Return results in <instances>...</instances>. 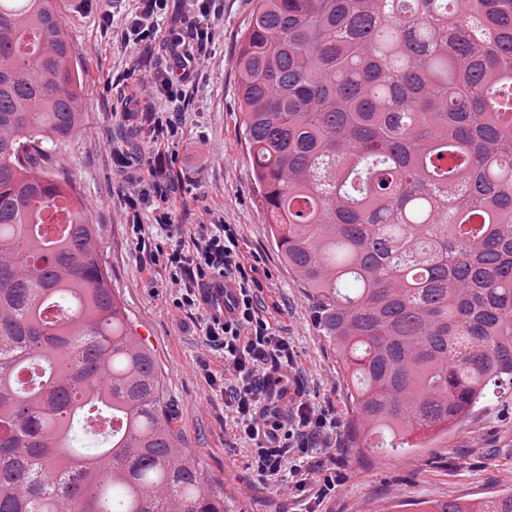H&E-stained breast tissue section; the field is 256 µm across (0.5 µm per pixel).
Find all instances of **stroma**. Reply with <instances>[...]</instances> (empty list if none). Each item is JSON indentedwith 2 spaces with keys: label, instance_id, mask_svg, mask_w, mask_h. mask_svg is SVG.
<instances>
[{
  "label": "stroma",
  "instance_id": "obj_1",
  "mask_svg": "<svg viewBox=\"0 0 512 512\" xmlns=\"http://www.w3.org/2000/svg\"><path fill=\"white\" fill-rule=\"evenodd\" d=\"M255 0H216L213 38L192 83L174 99L141 100L143 79L170 64V30L186 28L182 0L159 17L149 49L123 42L133 0H60L61 19L84 70V119L74 135L52 147L50 171L73 185L98 226L102 263L111 287L153 349L162 374L172 424L184 454L195 459L209 491L223 495L229 512H417L420 501L479 498L512 488V390L485 401L461 425L431 447L402 456L360 454L349 448V401L336 351L317 327L295 275L272 243L266 214L244 144L237 86L236 49ZM176 112L179 134L154 143L147 111ZM166 154L167 200L152 196L140 206L155 264L143 265L130 236L125 196L148 169L154 150ZM128 167H120L117 153ZM176 208L179 224L155 221L162 204ZM204 224H232L251 285L291 348L290 387L339 422L329 448H313L331 468L310 473L335 487L320 502L302 496L293 483L274 487L251 465L248 443L232 433L224 396V350L207 341L209 309L179 304L181 286L165 268L176 240L191 241Z\"/></svg>",
  "mask_w": 512,
  "mask_h": 512
}]
</instances>
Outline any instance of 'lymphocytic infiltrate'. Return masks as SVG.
<instances>
[{"instance_id": "lymphocytic-infiltrate-1", "label": "lymphocytic infiltrate", "mask_w": 512, "mask_h": 512, "mask_svg": "<svg viewBox=\"0 0 512 512\" xmlns=\"http://www.w3.org/2000/svg\"><path fill=\"white\" fill-rule=\"evenodd\" d=\"M138 5L125 22L124 40L134 47H149L157 19L167 0H137ZM191 22L185 33L169 41L178 50L184 39L194 41L198 54L178 61V75L157 77L155 91L173 96L197 69L199 53L205 52L210 35L211 0H187ZM177 280L183 281V306L207 303L208 295L199 278L205 271L216 272L232 290L225 318H211L205 326L209 340L224 349V373L229 384L228 405L235 428L234 436L252 443L251 461L267 480L280 482L284 473H297L296 490H305L308 482L302 472H311L315 462L284 456L282 435L296 437L300 450L323 448L336 432V418L302 397H289L287 383L288 340L280 336L257 306V295L250 285L239 249L234 225L217 224L200 233L193 250L175 246L166 255Z\"/></svg>"}]
</instances>
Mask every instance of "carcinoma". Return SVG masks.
Masks as SVG:
<instances>
[{
  "label": "carcinoma",
  "mask_w": 512,
  "mask_h": 512,
  "mask_svg": "<svg viewBox=\"0 0 512 512\" xmlns=\"http://www.w3.org/2000/svg\"><path fill=\"white\" fill-rule=\"evenodd\" d=\"M237 56L259 197L336 348L351 447L424 448L512 388V0H255ZM82 84L58 0H0V512H230L49 171ZM430 508L512 512V489Z\"/></svg>",
  "instance_id": "carcinoma-1"
}]
</instances>
